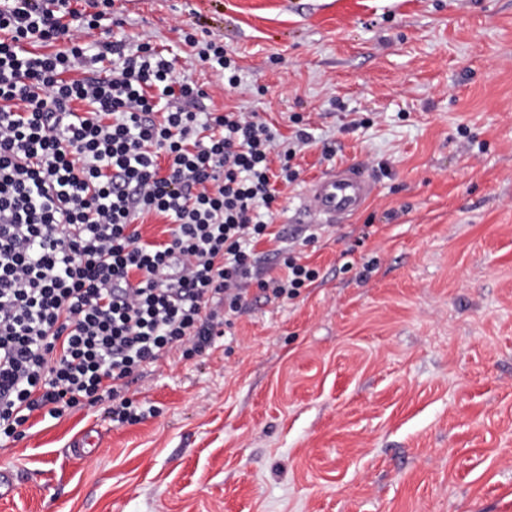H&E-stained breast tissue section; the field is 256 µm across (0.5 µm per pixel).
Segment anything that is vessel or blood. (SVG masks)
<instances>
[{
  "label": "vessel or blood",
  "mask_w": 512,
  "mask_h": 512,
  "mask_svg": "<svg viewBox=\"0 0 512 512\" xmlns=\"http://www.w3.org/2000/svg\"><path fill=\"white\" fill-rule=\"evenodd\" d=\"M375 189L374 179L363 167L340 166L303 189L298 209L307 223L341 224L366 205Z\"/></svg>",
  "instance_id": "1"
}]
</instances>
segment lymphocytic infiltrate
Segmentation results:
<instances>
[{"label": "lymphocytic infiltrate", "instance_id": "obj_1", "mask_svg": "<svg viewBox=\"0 0 512 512\" xmlns=\"http://www.w3.org/2000/svg\"><path fill=\"white\" fill-rule=\"evenodd\" d=\"M106 20L123 25L114 0H0V447L37 414L155 416L134 374L206 353L250 288L294 299L320 277L290 248L279 274L258 267L295 147L255 113L208 109L150 38L93 40ZM183 38L238 87L223 41ZM149 213L169 218L167 240L143 239Z\"/></svg>", "mask_w": 512, "mask_h": 512}]
</instances>
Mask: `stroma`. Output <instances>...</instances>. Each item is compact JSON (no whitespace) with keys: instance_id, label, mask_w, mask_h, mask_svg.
<instances>
[{"instance_id":"stroma-1","label":"stroma","mask_w":512,"mask_h":512,"mask_svg":"<svg viewBox=\"0 0 512 512\" xmlns=\"http://www.w3.org/2000/svg\"><path fill=\"white\" fill-rule=\"evenodd\" d=\"M119 3L121 36L172 49L211 106L285 137L307 119L273 222L320 277L251 291L204 355L136 375L157 416L33 418L0 447V512H512V0ZM196 20L236 53L234 91L193 63ZM346 164L375 195L305 224V184Z\"/></svg>"}]
</instances>
